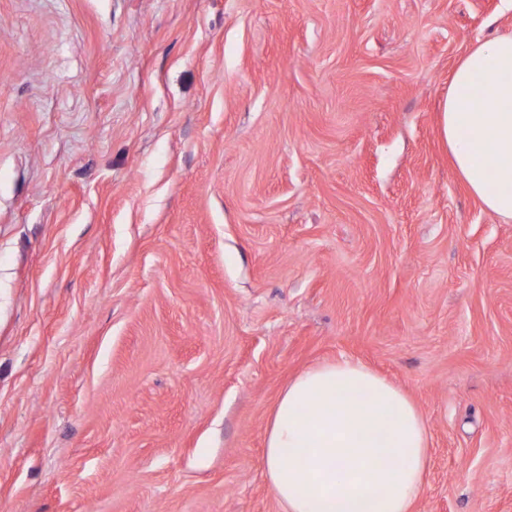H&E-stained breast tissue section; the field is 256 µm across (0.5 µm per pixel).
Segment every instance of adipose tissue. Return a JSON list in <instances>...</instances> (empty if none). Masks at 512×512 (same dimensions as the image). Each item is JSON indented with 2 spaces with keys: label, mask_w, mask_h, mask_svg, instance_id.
<instances>
[{
  "label": "adipose tissue",
  "mask_w": 512,
  "mask_h": 512,
  "mask_svg": "<svg viewBox=\"0 0 512 512\" xmlns=\"http://www.w3.org/2000/svg\"><path fill=\"white\" fill-rule=\"evenodd\" d=\"M442 132L470 193L512 220V34L476 42L461 58ZM427 464L421 412L359 360L299 373L271 411L264 467L283 512H414Z\"/></svg>",
  "instance_id": "obj_1"
}]
</instances>
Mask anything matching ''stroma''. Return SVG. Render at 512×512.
I'll return each instance as SVG.
<instances>
[{
	"mask_svg": "<svg viewBox=\"0 0 512 512\" xmlns=\"http://www.w3.org/2000/svg\"><path fill=\"white\" fill-rule=\"evenodd\" d=\"M505 0H0V512H281L270 411L411 396L414 512H512V222L441 104Z\"/></svg>",
	"mask_w": 512,
	"mask_h": 512,
	"instance_id": "1",
	"label": "stroma"
}]
</instances>
